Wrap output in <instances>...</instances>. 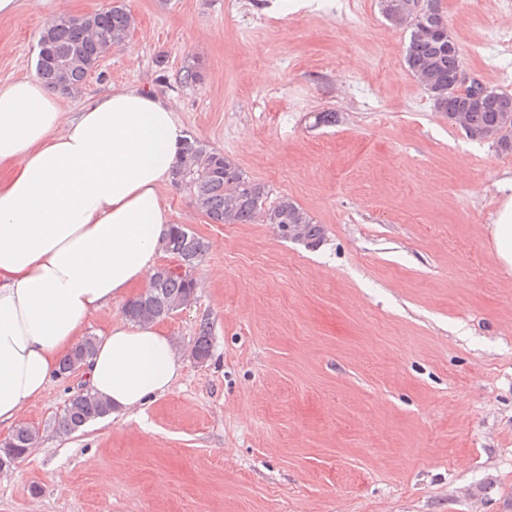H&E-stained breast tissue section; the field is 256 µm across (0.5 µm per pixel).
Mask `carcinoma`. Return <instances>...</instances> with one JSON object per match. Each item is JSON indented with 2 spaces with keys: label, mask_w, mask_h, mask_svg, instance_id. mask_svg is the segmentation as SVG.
I'll use <instances>...</instances> for the list:
<instances>
[{
  "label": "carcinoma",
  "mask_w": 512,
  "mask_h": 512,
  "mask_svg": "<svg viewBox=\"0 0 512 512\" xmlns=\"http://www.w3.org/2000/svg\"><path fill=\"white\" fill-rule=\"evenodd\" d=\"M401 0H379L383 16L395 27L411 30L405 62L419 79L433 102L434 110L451 118V112L463 111L471 131H494L498 138L493 145L500 153H512V122H503L504 111L512 112V93L484 85L479 101L448 100V74L461 62V54L448 55L452 37L448 22L440 11L410 23L400 16ZM134 26L132 14L123 5L80 18L60 16L40 32L38 45L60 58L78 55L79 66L64 73L46 70L41 78L53 90L69 92L80 87L97 61L108 52L120 48ZM173 182L189 189L194 203L214 224H250L261 219L266 224L299 229L300 241L317 244L324 236L321 225L292 200L282 197L268 204L265 185L240 170L224 154L216 152L202 140H185L182 158L172 172ZM164 251L191 265L206 251L205 243L182 224H173ZM196 282L187 275L157 269L146 291L133 298L127 313L141 322L168 317L194 296ZM95 341L88 337L63 360L61 370L69 372L83 365L93 355ZM109 412L107 404L91 393L80 394L69 401L58 421V430L66 435ZM11 447L26 451L35 442V431L18 427L10 437Z\"/></svg>",
  "instance_id": "1"
}]
</instances>
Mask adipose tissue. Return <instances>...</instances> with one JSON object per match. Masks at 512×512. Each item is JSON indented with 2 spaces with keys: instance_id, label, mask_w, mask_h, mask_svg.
<instances>
[{
  "instance_id": "ef3b65f1",
  "label": "adipose tissue",
  "mask_w": 512,
  "mask_h": 512,
  "mask_svg": "<svg viewBox=\"0 0 512 512\" xmlns=\"http://www.w3.org/2000/svg\"><path fill=\"white\" fill-rule=\"evenodd\" d=\"M185 138L170 98L136 86L71 117L38 75L0 83V427L20 422L106 308L114 315L86 365V392L117 418L177 381L171 339L120 305L157 269L169 231L161 189ZM490 238L512 275V197Z\"/></svg>"
}]
</instances>
